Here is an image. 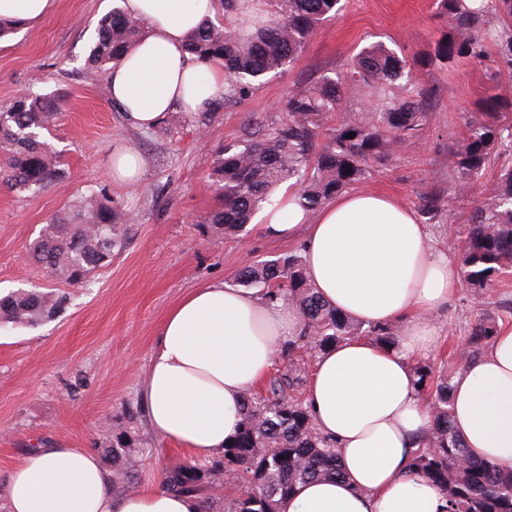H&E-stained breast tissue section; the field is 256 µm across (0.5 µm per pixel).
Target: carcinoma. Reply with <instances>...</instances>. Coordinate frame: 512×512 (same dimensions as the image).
Here are the masks:
<instances>
[{"instance_id":"carcinoma-1","label":"carcinoma","mask_w":512,"mask_h":512,"mask_svg":"<svg viewBox=\"0 0 512 512\" xmlns=\"http://www.w3.org/2000/svg\"><path fill=\"white\" fill-rule=\"evenodd\" d=\"M248 11L249 0H221L224 21H207L190 37L195 61H218L224 68V100L251 93L271 74L283 71L303 52L312 32L340 10L341 0H261ZM438 14L448 18V38L438 44L434 60L480 62L493 57L485 111L472 116L464 136L448 151V176L466 195L498 158L512 154V111H501L496 90L512 77V0H437ZM145 24L121 8L100 20L87 58L91 67L116 65L142 35ZM413 84L412 69L382 42L355 56L346 72L327 69L288 92L279 123L253 121L245 137L224 143L214 169L222 204L205 218L226 234L245 230L253 216L272 204L283 183L297 191L298 203L311 214L348 186L384 165L399 145L427 120L430 96L393 93ZM365 94L367 108L358 116L332 124L340 103ZM62 102L53 95L29 93L0 112V181L26 190H42L62 182L59 156L39 140L53 124ZM353 133L355 137L347 138ZM126 215L111 198L99 193L81 200L69 215L55 216L43 226L27 251L55 278L79 284L112 259L122 240ZM459 259L474 297L486 293L503 274L512 273V165L496 174L488 200L475 204L462 231ZM237 283L271 302L298 308L304 333L288 342V354L302 347L322 352L352 336L391 345L392 326L352 321L328 306L307 282L302 257L263 260L238 273ZM63 293L18 290L0 297V328L33 327L52 318L66 302ZM500 329L492 315L473 324L465 360L481 353ZM417 385L431 394L432 421L424 446L411 451L410 473L437 486L443 512H512V467L474 460L457 434L451 412L454 376L417 362ZM308 373L293 359L285 371L270 377L266 395L245 396L236 439L224 447V470L235 474L227 486L224 512H278L281 499L309 480L340 478L343 471L335 443L321 435L303 400ZM202 476L188 463L171 466L167 489L200 497ZM133 475L120 472L112 491L134 488Z\"/></svg>"}]
</instances>
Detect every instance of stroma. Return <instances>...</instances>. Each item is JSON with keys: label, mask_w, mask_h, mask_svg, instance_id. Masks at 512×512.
Listing matches in <instances>:
<instances>
[{"label": "stroma", "mask_w": 512, "mask_h": 512, "mask_svg": "<svg viewBox=\"0 0 512 512\" xmlns=\"http://www.w3.org/2000/svg\"><path fill=\"white\" fill-rule=\"evenodd\" d=\"M121 0H58L41 23L0 38V111L19 92L56 94L61 115L41 138L57 152L65 177L57 186L19 191L0 186V294L59 289L69 300L52 320L0 331V512L8 474L28 450L47 441L94 452L108 473L129 470L140 487L163 484L168 467L187 461L205 471V492L225 494L211 475L213 458L164 441L148 426L138 400L157 332L170 310L194 289L221 281L236 285L245 266L299 252L300 242L265 237L258 226L229 236L205 223L220 205L212 177L221 146L241 139L249 119L275 120L292 88L326 69L344 70L373 42L404 57L417 87L431 90L428 120L385 164L352 191L380 192L411 207L440 196L445 207L427 226L434 247L458 255L457 230L468 202L457 199L448 176V151L470 114L483 111L491 61L433 60L448 21L436 0H342L336 17L320 25L301 56L268 76L245 99H215L208 114L168 113L167 135L129 125L108 94V68L85 60L98 21ZM127 145L146 161L141 180L114 183L109 159ZM105 191L128 216L120 246L92 280L70 285L47 275L26 254L50 217L71 211L86 195ZM491 313L512 328V274L499 277L481 299L459 286L438 314L444 335L427 361L458 373L472 324ZM127 429L134 449L107 452L102 434Z\"/></svg>", "instance_id": "obj_1"}]
</instances>
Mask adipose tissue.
<instances>
[{"label": "adipose tissue", "instance_id": "obj_1", "mask_svg": "<svg viewBox=\"0 0 512 512\" xmlns=\"http://www.w3.org/2000/svg\"><path fill=\"white\" fill-rule=\"evenodd\" d=\"M124 8L146 31L110 71L111 101L144 129L176 109H207L224 90V69L192 61L186 44L214 19L217 0H125ZM257 218L267 237L301 239L307 281L328 305L396 328L394 346L353 337L317 355L305 403L317 431L335 440L344 476L297 485L279 512H439V489L408 473L431 421L413 365L439 341L436 316L460 284L457 262L430 247L411 207L382 193L342 194L311 215L284 188ZM302 329L295 307L224 283L196 289L167 314L151 353L140 388L150 428L198 456H223L245 393ZM452 419L472 458L512 465V329L464 362ZM5 496L8 512H202L199 498L164 488L114 494L92 451L57 445L26 455Z\"/></svg>", "mask_w": 512, "mask_h": 512}]
</instances>
